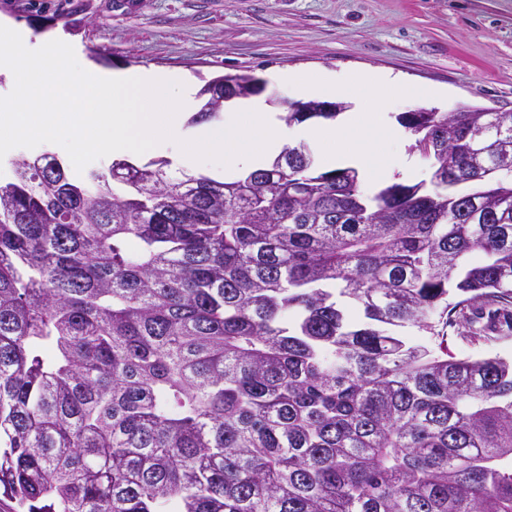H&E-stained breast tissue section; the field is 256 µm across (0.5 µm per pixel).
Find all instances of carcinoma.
Segmentation results:
<instances>
[{"label":"carcinoma","mask_w":512,"mask_h":512,"mask_svg":"<svg viewBox=\"0 0 512 512\" xmlns=\"http://www.w3.org/2000/svg\"><path fill=\"white\" fill-rule=\"evenodd\" d=\"M261 93L209 80V122ZM287 125L336 112H290ZM430 184L44 153L0 184V512H512V112H404ZM346 299L349 307L338 303ZM444 345L448 347V354L456 358L500 357L512 360V332H504L493 342L481 347H473L463 342L453 328H447Z\"/></svg>","instance_id":"cac0c4a2"}]
</instances>
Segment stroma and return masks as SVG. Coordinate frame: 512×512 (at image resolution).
<instances>
[{
	"instance_id": "obj_1",
	"label": "stroma",
	"mask_w": 512,
	"mask_h": 512,
	"mask_svg": "<svg viewBox=\"0 0 512 512\" xmlns=\"http://www.w3.org/2000/svg\"><path fill=\"white\" fill-rule=\"evenodd\" d=\"M0 22L68 37L86 65L188 81L233 74L390 75L424 108L512 112V0H0Z\"/></svg>"
}]
</instances>
